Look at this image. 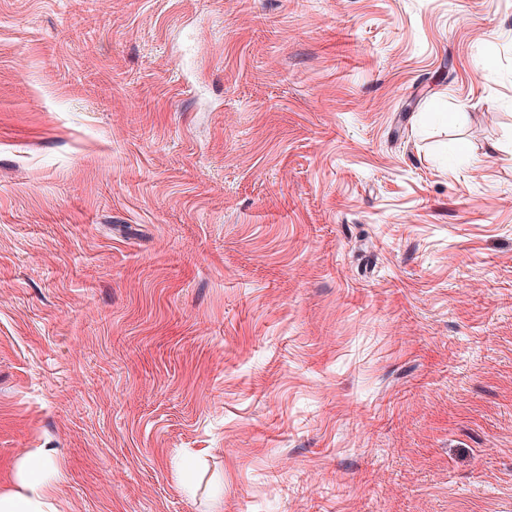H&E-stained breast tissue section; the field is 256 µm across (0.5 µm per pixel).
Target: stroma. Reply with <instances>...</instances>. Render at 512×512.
Returning a JSON list of instances; mask_svg holds the SVG:
<instances>
[{"label": "stroma", "instance_id": "1", "mask_svg": "<svg viewBox=\"0 0 512 512\" xmlns=\"http://www.w3.org/2000/svg\"><path fill=\"white\" fill-rule=\"evenodd\" d=\"M39 450L57 512H512V0H0V495Z\"/></svg>", "mask_w": 512, "mask_h": 512}]
</instances>
